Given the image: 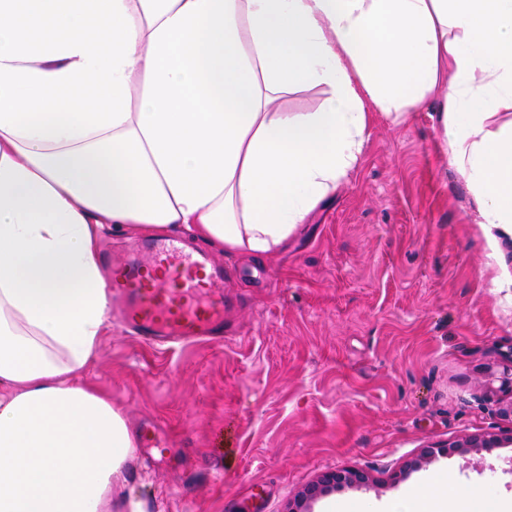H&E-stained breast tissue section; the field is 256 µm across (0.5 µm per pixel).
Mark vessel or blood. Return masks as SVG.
<instances>
[{
    "instance_id": "1",
    "label": "vessel or blood",
    "mask_w": 512,
    "mask_h": 512,
    "mask_svg": "<svg viewBox=\"0 0 512 512\" xmlns=\"http://www.w3.org/2000/svg\"><path fill=\"white\" fill-rule=\"evenodd\" d=\"M225 272L200 247L168 237L112 260V297L121 324L157 349L220 342L228 302Z\"/></svg>"
}]
</instances>
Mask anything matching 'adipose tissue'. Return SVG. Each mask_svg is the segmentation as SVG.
Here are the masks:
<instances>
[{
	"instance_id": "adipose-tissue-1",
	"label": "adipose tissue",
	"mask_w": 512,
	"mask_h": 512,
	"mask_svg": "<svg viewBox=\"0 0 512 512\" xmlns=\"http://www.w3.org/2000/svg\"><path fill=\"white\" fill-rule=\"evenodd\" d=\"M310 85L319 110L276 107ZM434 92L481 223L512 230V0H0V512H144L136 436L85 378L106 227L272 258L354 167L366 102Z\"/></svg>"
}]
</instances>
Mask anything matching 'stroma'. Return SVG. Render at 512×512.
Masks as SVG:
<instances>
[{
    "mask_svg": "<svg viewBox=\"0 0 512 512\" xmlns=\"http://www.w3.org/2000/svg\"><path fill=\"white\" fill-rule=\"evenodd\" d=\"M354 168L272 259L213 252L229 272L224 340L153 349L112 323L89 371L136 433L127 470L146 512H288L327 471L370 486L314 512H391L447 478L512 512V446L425 455L512 434V238L479 223L448 163L439 99L394 120L368 105ZM405 478L396 473L408 462ZM503 440L508 441V443H512V435L508 437H499L495 434L484 435L481 437H474L469 440H466L463 443H452L446 445L436 444L434 446H428L425 451L426 455L433 456L435 455V450H437V454H448L449 448H453V451H456L460 454H465L468 452V448H497L502 445Z\"/></svg>",
    "mask_w": 512,
    "mask_h": 512,
    "instance_id": "1",
    "label": "stroma"
}]
</instances>
